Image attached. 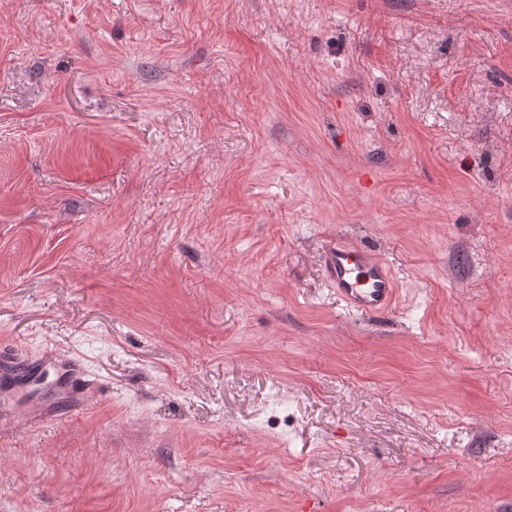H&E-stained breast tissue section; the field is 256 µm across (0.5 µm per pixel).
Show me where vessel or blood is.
<instances>
[{"instance_id": "vessel-or-blood-1", "label": "vessel or blood", "mask_w": 512, "mask_h": 512, "mask_svg": "<svg viewBox=\"0 0 512 512\" xmlns=\"http://www.w3.org/2000/svg\"><path fill=\"white\" fill-rule=\"evenodd\" d=\"M326 278L337 295L361 314L388 311L398 288L387 261L379 254L344 239L327 242L322 248ZM57 381L71 397L84 399L90 382L80 361L67 359L55 366Z\"/></svg>"}]
</instances>
